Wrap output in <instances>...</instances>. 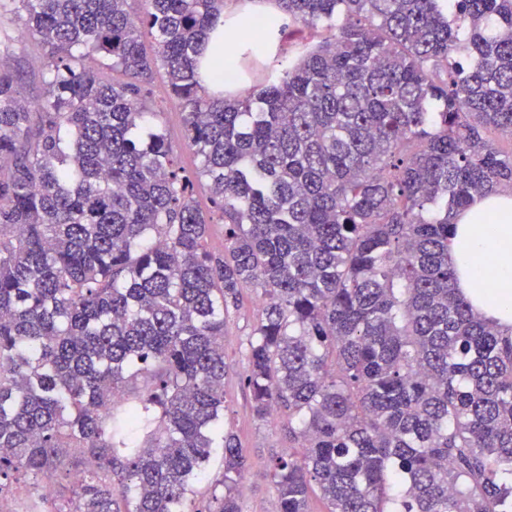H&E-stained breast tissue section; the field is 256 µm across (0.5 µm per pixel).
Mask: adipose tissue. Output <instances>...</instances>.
<instances>
[{"label":"adipose tissue","instance_id":"ef3b65f1","mask_svg":"<svg viewBox=\"0 0 512 512\" xmlns=\"http://www.w3.org/2000/svg\"><path fill=\"white\" fill-rule=\"evenodd\" d=\"M453 222L448 253L461 294L484 318L512 326V195L475 198Z\"/></svg>","mask_w":512,"mask_h":512}]
</instances>
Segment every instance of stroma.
Masks as SVG:
<instances>
[{
    "label": "stroma",
    "instance_id": "obj_1",
    "mask_svg": "<svg viewBox=\"0 0 512 512\" xmlns=\"http://www.w3.org/2000/svg\"><path fill=\"white\" fill-rule=\"evenodd\" d=\"M50 52V46L25 34L18 37L10 54L0 55V68L23 72L24 94L29 101H37L43 93V64ZM146 106L159 113L169 145L187 174L195 175L198 159L185 139L180 109L164 75H157L151 84ZM260 314L259 294L247 288L242 292L239 309L230 314L224 326V359L229 366L224 378V424L237 436L250 462L241 481L242 512H274L276 492L266 475V462L288 447L285 417L274 422L258 421L244 384L246 350Z\"/></svg>",
    "mask_w": 512,
    "mask_h": 512
}]
</instances>
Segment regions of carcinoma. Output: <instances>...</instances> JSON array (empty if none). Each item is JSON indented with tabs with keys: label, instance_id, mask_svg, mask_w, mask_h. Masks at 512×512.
Here are the masks:
<instances>
[{
	"label": "carcinoma",
	"instance_id": "1",
	"mask_svg": "<svg viewBox=\"0 0 512 512\" xmlns=\"http://www.w3.org/2000/svg\"><path fill=\"white\" fill-rule=\"evenodd\" d=\"M142 2L0 0V51L52 48L34 112L0 69V499L241 512L224 325L253 288L252 412L288 416L275 512H512V327L448 256L452 216L512 192V0H279L243 98L200 84L225 0ZM253 56L224 49L221 78ZM159 72L208 214L145 107Z\"/></svg>",
	"mask_w": 512,
	"mask_h": 512
}]
</instances>
